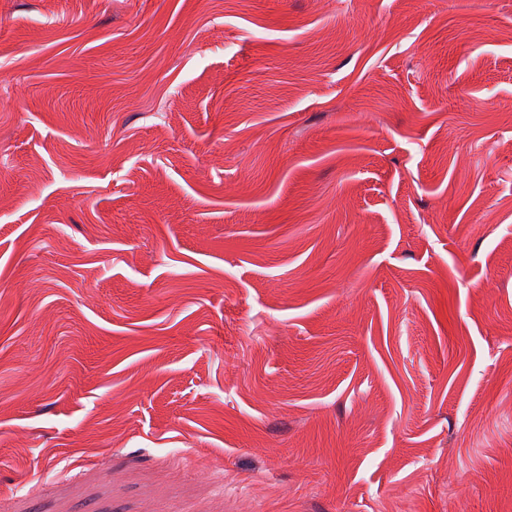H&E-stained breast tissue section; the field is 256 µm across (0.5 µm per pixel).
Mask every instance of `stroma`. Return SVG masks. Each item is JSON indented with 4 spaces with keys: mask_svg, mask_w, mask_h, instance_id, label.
Wrapping results in <instances>:
<instances>
[{
    "mask_svg": "<svg viewBox=\"0 0 512 512\" xmlns=\"http://www.w3.org/2000/svg\"><path fill=\"white\" fill-rule=\"evenodd\" d=\"M0 512H512V0H0Z\"/></svg>",
    "mask_w": 512,
    "mask_h": 512,
    "instance_id": "1",
    "label": "stroma"
}]
</instances>
